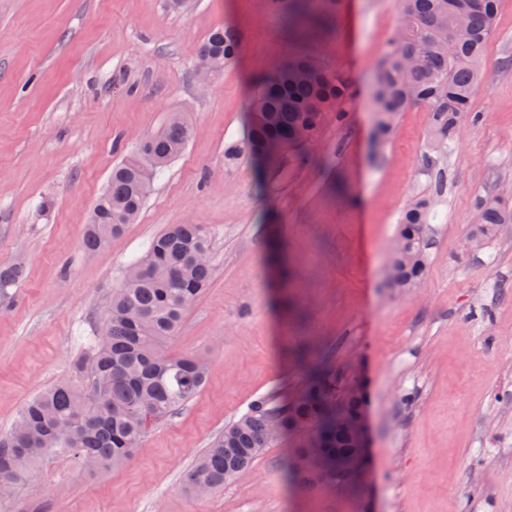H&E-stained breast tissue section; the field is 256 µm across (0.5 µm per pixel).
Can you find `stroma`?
<instances>
[{
	"label": "stroma",
	"mask_w": 512,
	"mask_h": 512,
	"mask_svg": "<svg viewBox=\"0 0 512 512\" xmlns=\"http://www.w3.org/2000/svg\"><path fill=\"white\" fill-rule=\"evenodd\" d=\"M399 0H342L330 33L293 38L268 0H0V263L24 275L0 299V435L102 334L126 265L172 224H202L214 272L165 349L203 355L197 396L150 425L133 457L101 473L49 455L0 496V512H512V224L464 249L477 195L512 200V0H499L482 87L442 166L430 262L413 290L385 270L398 220L427 194L430 114L399 113L373 139L371 96ZM239 53L202 79L215 27ZM350 77L347 118L279 169L224 164L258 80L288 52ZM184 152L134 224L89 252L82 239L112 167L173 114ZM310 344L341 385L360 384L369 446L348 478L285 477L300 433L261 450L207 496L196 459L258 399L301 392L292 355Z\"/></svg>",
	"instance_id": "stroma-1"
}]
</instances>
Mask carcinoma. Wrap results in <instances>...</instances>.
<instances>
[{
    "label": "carcinoma",
    "mask_w": 512,
    "mask_h": 512,
    "mask_svg": "<svg viewBox=\"0 0 512 512\" xmlns=\"http://www.w3.org/2000/svg\"><path fill=\"white\" fill-rule=\"evenodd\" d=\"M290 33L327 32L340 0H295ZM402 17L387 40L372 98L376 137L386 139L399 113L424 105L431 114L430 137L436 157H427L433 173L428 195L409 202L390 264L396 288H412L428 267L430 222L436 215L445 178L437 158L458 138L463 118L482 78L485 49L498 11V0H401ZM237 39L222 27L212 29L200 50L220 71L237 55ZM351 81L339 72L291 54L258 82L246 112L242 139L224 150V164L246 156L256 167L278 165L287 150L313 144L326 116L344 117ZM191 129L172 117L136 151L112 168L109 184L97 198L83 247L95 251L136 221L156 175L182 154ZM477 224L468 234L481 248L497 226L512 224V209L499 196L474 201ZM211 240L201 224H172L128 264L120 288L103 311L104 332L75 364L79 384L64 379L30 400L14 428L0 437V477L18 482L46 455L69 454L87 472L104 471L130 459L148 425L190 402L207 380L201 356L167 354L161 344L172 336L187 307L212 278ZM22 277L19 265L0 266V294ZM299 358L307 380L286 408L254 402L238 421L195 463L188 474L193 490L209 493L251 465L275 437L290 429L312 428L308 452L323 457L330 476L356 465L350 438L339 421L361 411L355 387L336 395V379L311 361L308 347Z\"/></svg>",
    "instance_id": "1"
}]
</instances>
